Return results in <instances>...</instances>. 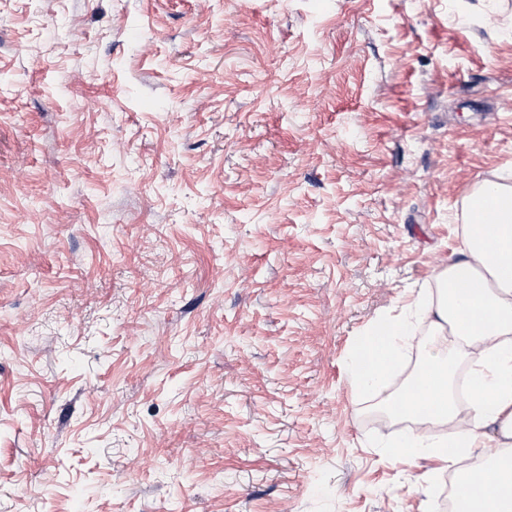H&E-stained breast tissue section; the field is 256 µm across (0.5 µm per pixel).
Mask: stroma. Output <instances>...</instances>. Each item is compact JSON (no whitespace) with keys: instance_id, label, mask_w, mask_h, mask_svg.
Here are the masks:
<instances>
[{"instance_id":"obj_1","label":"stroma","mask_w":512,"mask_h":512,"mask_svg":"<svg viewBox=\"0 0 512 512\" xmlns=\"http://www.w3.org/2000/svg\"><path fill=\"white\" fill-rule=\"evenodd\" d=\"M0 0V512H442L347 375L512 173V0Z\"/></svg>"}]
</instances>
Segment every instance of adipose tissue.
I'll list each match as a JSON object with an SVG mask.
<instances>
[{"instance_id":"1","label":"adipose tissue","mask_w":512,"mask_h":512,"mask_svg":"<svg viewBox=\"0 0 512 512\" xmlns=\"http://www.w3.org/2000/svg\"><path fill=\"white\" fill-rule=\"evenodd\" d=\"M478 209L489 220L464 225L462 257L439 274L436 295L420 296L403 318L373 321L351 352L349 378L394 419L452 425L445 435L409 431L389 443L392 458L481 457L480 477L465 470L455 478L479 491L454 512H512V187L484 181L466 203L467 212ZM419 321L447 336L448 347L424 352L416 370L424 384L391 391L388 375L411 347ZM468 357L463 408L452 379L458 359Z\"/></svg>"}]
</instances>
